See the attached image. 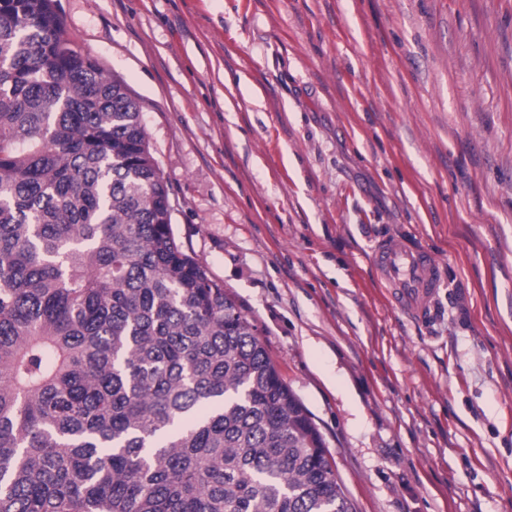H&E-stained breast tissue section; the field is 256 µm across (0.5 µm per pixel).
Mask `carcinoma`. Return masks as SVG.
<instances>
[{
  "label": "carcinoma",
  "mask_w": 512,
  "mask_h": 512,
  "mask_svg": "<svg viewBox=\"0 0 512 512\" xmlns=\"http://www.w3.org/2000/svg\"><path fill=\"white\" fill-rule=\"evenodd\" d=\"M171 209L126 83L0 0V512H356Z\"/></svg>",
  "instance_id": "carcinoma-1"
}]
</instances>
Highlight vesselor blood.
<instances>
[{"mask_svg":"<svg viewBox=\"0 0 512 512\" xmlns=\"http://www.w3.org/2000/svg\"><path fill=\"white\" fill-rule=\"evenodd\" d=\"M372 261L396 307L411 318L423 317L441 284L442 269L417 243L387 236L372 248Z\"/></svg>","mask_w":512,"mask_h":512,"instance_id":"vessel-or-blood-1","label":"vessel or blood"}]
</instances>
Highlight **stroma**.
<instances>
[{"instance_id":"1","label":"stroma","mask_w":512,"mask_h":512,"mask_svg":"<svg viewBox=\"0 0 512 512\" xmlns=\"http://www.w3.org/2000/svg\"><path fill=\"white\" fill-rule=\"evenodd\" d=\"M357 512H512V0H56ZM444 270L413 320L378 238Z\"/></svg>"}]
</instances>
